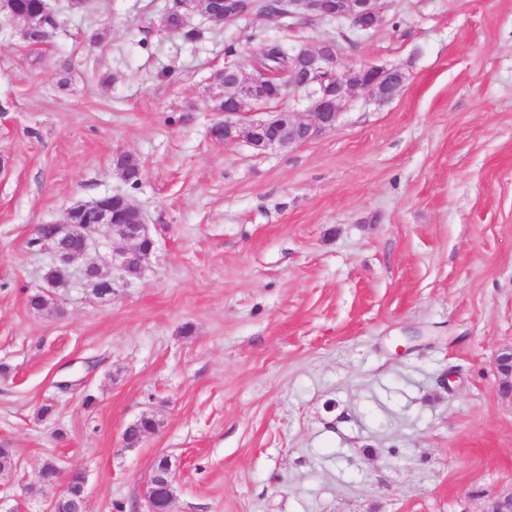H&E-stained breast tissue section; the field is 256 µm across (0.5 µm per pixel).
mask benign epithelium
Here are the masks:
<instances>
[{
  "mask_svg": "<svg viewBox=\"0 0 512 512\" xmlns=\"http://www.w3.org/2000/svg\"><path fill=\"white\" fill-rule=\"evenodd\" d=\"M256 0H224V17L239 20L253 14ZM291 15L302 22L313 19H334L346 23L357 33H368L383 25L385 18L379 0H288ZM183 18L200 11L216 21L212 0H181ZM0 15L18 27V34L27 46L34 48L35 32L42 35L41 45L49 41L48 31L40 19L13 11L7 0H0ZM294 72L288 92L306 93V113L268 112L261 118H251L245 111L249 104L261 106L265 101L262 81L246 72L237 60L224 63V120L214 124L210 132L221 129L222 142L247 141L260 152L288 149L309 143L336 127L353 92L370 90L380 102L398 96L406 76L398 66L363 64L348 67L343 63L337 43L317 41L293 48ZM327 74L331 83L318 91L317 75ZM106 227L112 238L129 244L127 248L101 250L97 238ZM36 244L49 255V268L55 271L52 279H44L45 287L67 288L75 282L85 288H119L128 284V277L140 273L153 252L155 242L150 236L141 210L124 194L113 193L78 201L69 206L61 221L39 224L35 228ZM76 241L73 250L68 243ZM496 369L508 378L506 388L512 387V349L506 348L496 359ZM176 475L172 467L155 468L144 494L147 512H172ZM59 499H71L74 512H85L87 485L78 490L65 482Z\"/></svg>",
  "mask_w": 512,
  "mask_h": 512,
  "instance_id": "1",
  "label": "benign epithelium"
}]
</instances>
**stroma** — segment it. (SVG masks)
I'll use <instances>...</instances> for the list:
<instances>
[{"mask_svg": "<svg viewBox=\"0 0 512 512\" xmlns=\"http://www.w3.org/2000/svg\"><path fill=\"white\" fill-rule=\"evenodd\" d=\"M50 5L42 48L0 25V512H51L47 462L85 475L88 512H144L163 454L173 512H486L512 494L495 364L512 345V0H381L367 35L197 13L195 42L162 28L173 0ZM283 36L406 85L356 91L304 145L212 140L227 45L248 66ZM117 192L156 242L141 276L30 308L35 225ZM143 416L155 429L126 447Z\"/></svg>", "mask_w": 512, "mask_h": 512, "instance_id": "obj_1", "label": "stroma"}]
</instances>
